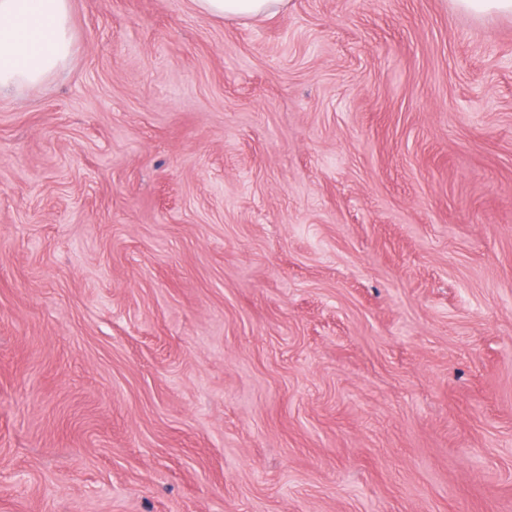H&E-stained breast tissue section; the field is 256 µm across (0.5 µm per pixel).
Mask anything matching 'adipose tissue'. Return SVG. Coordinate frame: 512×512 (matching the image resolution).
Segmentation results:
<instances>
[{"label":"adipose tissue","instance_id":"obj_1","mask_svg":"<svg viewBox=\"0 0 512 512\" xmlns=\"http://www.w3.org/2000/svg\"><path fill=\"white\" fill-rule=\"evenodd\" d=\"M218 19L248 20L287 10L289 0H193ZM71 0H0V93L59 74L73 54Z\"/></svg>","mask_w":512,"mask_h":512}]
</instances>
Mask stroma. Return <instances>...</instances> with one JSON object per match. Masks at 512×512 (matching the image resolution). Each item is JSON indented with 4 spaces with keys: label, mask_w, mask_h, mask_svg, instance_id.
Wrapping results in <instances>:
<instances>
[{
    "label": "stroma",
    "mask_w": 512,
    "mask_h": 512,
    "mask_svg": "<svg viewBox=\"0 0 512 512\" xmlns=\"http://www.w3.org/2000/svg\"><path fill=\"white\" fill-rule=\"evenodd\" d=\"M71 22L0 96V512H512V17Z\"/></svg>",
    "instance_id": "obj_1"
}]
</instances>
